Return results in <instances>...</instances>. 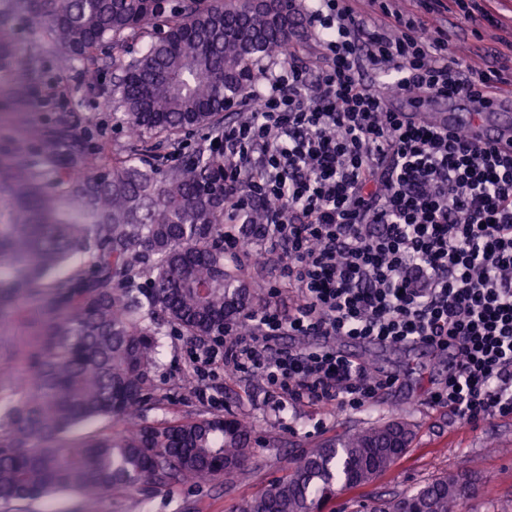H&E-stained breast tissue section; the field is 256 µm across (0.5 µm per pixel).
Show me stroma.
I'll return each instance as SVG.
<instances>
[{"mask_svg":"<svg viewBox=\"0 0 512 512\" xmlns=\"http://www.w3.org/2000/svg\"><path fill=\"white\" fill-rule=\"evenodd\" d=\"M16 37V50L0 60V156L16 145L41 154L60 130L80 132L84 144L102 157L112 145L137 146L127 125L113 121L105 98L112 89L109 59L95 64L97 80L87 83L83 63L60 72L52 44L43 30L17 7L0 0ZM346 355L397 375L398 383L360 410L329 411L316 404L281 405L277 391L258 376L218 373L210 385L215 402L199 400L201 384L180 336L166 337L154 371L155 400L144 419L160 423L174 416L231 412L253 425V458L233 477L162 491L143 487L101 499L96 512H240L270 482L283 476L291 460L345 430L399 418L413 431L406 455L382 477L339 494L331 512H366L369 504L395 493L410 492L434 476L458 471L475 476V490L462 512H512V416L470 428L441 407L424 403L433 384L448 376L447 357L423 346H372L340 341Z\"/></svg>","mask_w":512,"mask_h":512,"instance_id":"stroma-1","label":"stroma"}]
</instances>
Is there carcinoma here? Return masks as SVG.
<instances>
[{"mask_svg":"<svg viewBox=\"0 0 512 512\" xmlns=\"http://www.w3.org/2000/svg\"><path fill=\"white\" fill-rule=\"evenodd\" d=\"M45 28L59 67L93 66L97 53L129 41L143 53L116 60L108 100L113 116L143 136L105 163L68 132L32 157L0 159V315H38L42 333L0 345V507L75 492L87 512L105 495L137 485L155 491L231 477L252 456L248 421L222 414L142 420L154 389L162 339L174 332L195 348L245 321L252 307L238 258L224 252L225 100L248 89L252 59L288 54L306 27L298 0H22ZM186 152H158L157 139ZM69 154L58 163L59 148ZM89 269L63 274L75 257ZM50 294L37 313L20 300ZM117 419L118 434L66 438L90 421ZM413 432L389 420L347 431L292 460L288 472L243 512H321L339 492L383 476ZM458 472L395 494L372 512H458L466 498Z\"/></svg>","mask_w":512,"mask_h":512,"instance_id":"cac0c4a2","label":"carcinoma"}]
</instances>
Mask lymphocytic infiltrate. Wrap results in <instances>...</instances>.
<instances>
[{
	"label": "lymphocytic infiltrate",
	"mask_w": 512,
	"mask_h": 512,
	"mask_svg": "<svg viewBox=\"0 0 512 512\" xmlns=\"http://www.w3.org/2000/svg\"><path fill=\"white\" fill-rule=\"evenodd\" d=\"M321 49L257 67L249 98L227 102L228 251L278 258L279 279L245 324L194 352L198 374H261L289 402L357 410L397 383L336 349L424 344L452 355L429 394L460 422L512 415V144L412 120L398 98L512 87V25L486 0H306ZM503 29L476 62L448 50L431 20L448 12ZM263 220L253 223L254 209ZM287 336H317L296 349Z\"/></svg>",
	"instance_id": "1"
}]
</instances>
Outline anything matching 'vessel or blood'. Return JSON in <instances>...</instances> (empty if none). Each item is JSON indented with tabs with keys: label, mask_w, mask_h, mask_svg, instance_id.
Segmentation results:
<instances>
[{
	"label": "vessel or blood",
	"mask_w": 512,
	"mask_h": 512,
	"mask_svg": "<svg viewBox=\"0 0 512 512\" xmlns=\"http://www.w3.org/2000/svg\"><path fill=\"white\" fill-rule=\"evenodd\" d=\"M419 118L441 128L467 129L473 140L483 146L512 143V103L499 95H488L482 103L465 94L437 96Z\"/></svg>",
	"instance_id": "obj_1"
}]
</instances>
